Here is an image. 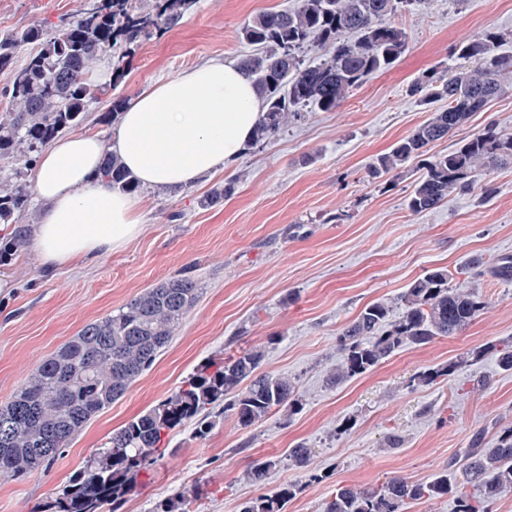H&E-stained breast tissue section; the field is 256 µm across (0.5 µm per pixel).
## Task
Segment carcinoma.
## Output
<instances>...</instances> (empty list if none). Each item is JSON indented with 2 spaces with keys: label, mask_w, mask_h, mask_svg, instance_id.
Segmentation results:
<instances>
[{
  "label": "carcinoma",
  "mask_w": 512,
  "mask_h": 512,
  "mask_svg": "<svg viewBox=\"0 0 512 512\" xmlns=\"http://www.w3.org/2000/svg\"><path fill=\"white\" fill-rule=\"evenodd\" d=\"M88 0L86 8L54 32L28 27L0 36V69L28 51L26 62L0 93V160L11 167L0 172V224L11 229L4 256L27 250L31 229L25 224L32 202L30 175L43 149L61 133L86 120L88 110L128 71V53L112 56L110 79L102 82L93 63L115 47L130 49L172 28L196 0ZM421 0H300L289 11H265L242 30L243 39L262 52L243 57L239 66L251 74L261 100V118L253 144L264 143L312 105L334 112L350 93L373 74L391 69L409 48V35L395 17L413 10ZM503 33L488 30L459 47L461 63L444 73L432 71L414 83L410 95L435 110L373 164L377 179L410 162L423 173L414 184L408 207L431 210L458 192L479 185L489 196L486 172L512 163V134L494 124L456 149L428 155L430 146L462 127L475 112L509 90L512 55L501 51ZM326 49L315 64L299 51ZM112 189L132 193L139 184L117 156H105L100 172ZM234 183L213 188L202 200L211 206L230 196ZM448 270L433 268L419 276L399 298V313L386 301L366 305L337 337L340 355L328 381L337 385L365 374L407 346H425L439 336L465 329L487 306L476 288L448 287ZM198 297L196 282L176 275L144 290L115 312L85 325L55 354L43 361L5 406H0V472L22 478L53 461L86 424L121 398L133 381L164 351ZM497 356L499 368L512 371V341H488L472 355ZM264 353L243 349L228 357L199 363L168 398L112 432L98 450L53 496L41 512H119L133 496L139 477L168 449L170 436L187 425L193 438L212 431L215 408L244 429L286 411L301 410L293 382L261 373ZM463 361L430 368L415 377L431 385L452 375ZM312 450L299 444L288 451V465L304 469ZM278 465L258 459L248 478L262 484ZM512 487V428L498 433L485 448L477 440L430 479L415 482L390 478L372 490L348 485L336 488L322 512H401L403 505L449 496L455 512H491L499 494ZM296 486L245 500L239 512H285ZM195 490L158 500L152 512H188L198 499Z\"/></svg>",
  "instance_id": "obj_1"
}]
</instances>
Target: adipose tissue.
Masks as SVG:
<instances>
[{"label": "adipose tissue", "mask_w": 512, "mask_h": 512, "mask_svg": "<svg viewBox=\"0 0 512 512\" xmlns=\"http://www.w3.org/2000/svg\"><path fill=\"white\" fill-rule=\"evenodd\" d=\"M260 109L251 78L234 61L212 60L126 100L110 141L83 132L51 142L32 182L41 207L32 239L47 271L122 249L143 230L141 198L100 176L105 152L143 188L190 187L237 162Z\"/></svg>", "instance_id": "obj_1"}]
</instances>
